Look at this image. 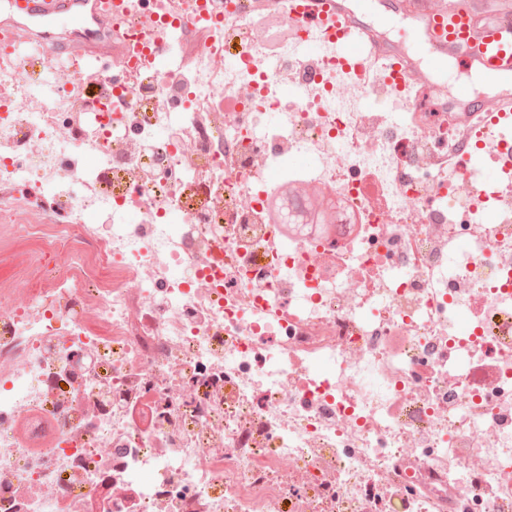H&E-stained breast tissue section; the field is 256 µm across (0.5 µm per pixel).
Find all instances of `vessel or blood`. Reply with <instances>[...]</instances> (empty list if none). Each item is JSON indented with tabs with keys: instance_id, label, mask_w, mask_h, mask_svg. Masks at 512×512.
<instances>
[{
	"instance_id": "b4317fda",
	"label": "vessel or blood",
	"mask_w": 512,
	"mask_h": 512,
	"mask_svg": "<svg viewBox=\"0 0 512 512\" xmlns=\"http://www.w3.org/2000/svg\"><path fill=\"white\" fill-rule=\"evenodd\" d=\"M1 7L19 36L63 16L77 27L94 23L98 40L85 52L95 61L101 57L100 43L110 39L112 0H5ZM370 8V0H302L292 8L309 61L336 49L355 62L366 81L401 91L405 111L413 114L420 111L421 95L436 88L437 71L452 61L462 63L496 93L481 100L460 93L445 107L449 118L487 124L494 113H512V0H393V12L412 26L410 41L392 39L384 28L365 21Z\"/></svg>"
}]
</instances>
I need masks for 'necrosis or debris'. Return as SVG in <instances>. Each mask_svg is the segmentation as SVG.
Segmentation results:
<instances>
[{
    "label": "necrosis or debris",
    "instance_id": "1",
    "mask_svg": "<svg viewBox=\"0 0 512 512\" xmlns=\"http://www.w3.org/2000/svg\"><path fill=\"white\" fill-rule=\"evenodd\" d=\"M140 2L68 89L0 36V244L64 260L22 303L40 255L0 281V512H512V170L483 173L512 120L406 122L257 38L288 0ZM279 176L335 227L276 245Z\"/></svg>",
    "mask_w": 512,
    "mask_h": 512
}]
</instances>
